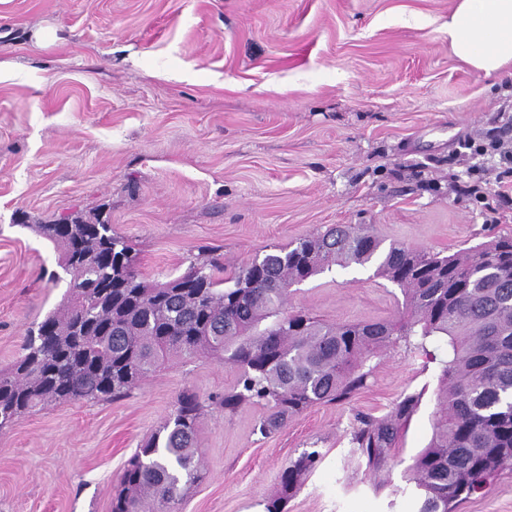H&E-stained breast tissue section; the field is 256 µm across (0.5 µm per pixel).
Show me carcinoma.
Returning a JSON list of instances; mask_svg holds the SVG:
<instances>
[{"instance_id":"cac0c4a2","label":"carcinoma","mask_w":512,"mask_h":512,"mask_svg":"<svg viewBox=\"0 0 512 512\" xmlns=\"http://www.w3.org/2000/svg\"><path fill=\"white\" fill-rule=\"evenodd\" d=\"M36 231L60 248L70 281L18 360L0 370L1 429L47 402L123 398L166 361L207 353L236 371L216 403L227 414L262 407L259 431L268 435L315 405L352 398L382 349L403 341L424 350L436 340L448 352L439 361L430 442L408 468L416 512H456L512 470V237L443 256L386 246L370 224H332L230 273L205 254L160 281L139 272L133 248L110 224L77 215ZM371 265L401 288L398 318L327 323L285 311L292 286L334 266ZM422 396L406 395L382 420L358 418L351 442L367 467L383 464ZM201 409L196 393L180 395L173 415L124 465L111 512H177L183 487L202 478ZM319 462L316 450L290 460L265 512H284Z\"/></svg>"}]
</instances>
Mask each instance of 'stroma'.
<instances>
[{"mask_svg": "<svg viewBox=\"0 0 512 512\" xmlns=\"http://www.w3.org/2000/svg\"><path fill=\"white\" fill-rule=\"evenodd\" d=\"M457 0H0V369L66 290L35 231L101 213L149 279L200 248L229 268L331 224L450 255L512 236V63L489 78L448 45ZM485 198L468 194L479 178ZM404 296L341 268L295 285L291 311L396 317ZM350 400L270 435L261 408L215 405L236 377L215 356L171 361L118 400L52 402L0 430V512H110L125 462L200 396L202 478L179 512H247L282 469L322 459L288 512H415L405 476L432 433L439 368L397 342ZM423 399L379 470L350 438L407 394ZM457 512H512V471Z\"/></svg>", "mask_w": 512, "mask_h": 512, "instance_id": "stroma-1", "label": "stroma"}]
</instances>
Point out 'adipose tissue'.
Masks as SVG:
<instances>
[{
    "label": "adipose tissue",
    "instance_id": "obj_1",
    "mask_svg": "<svg viewBox=\"0 0 512 512\" xmlns=\"http://www.w3.org/2000/svg\"><path fill=\"white\" fill-rule=\"evenodd\" d=\"M448 43L476 72L490 77L512 59V0H458Z\"/></svg>",
    "mask_w": 512,
    "mask_h": 512
}]
</instances>
